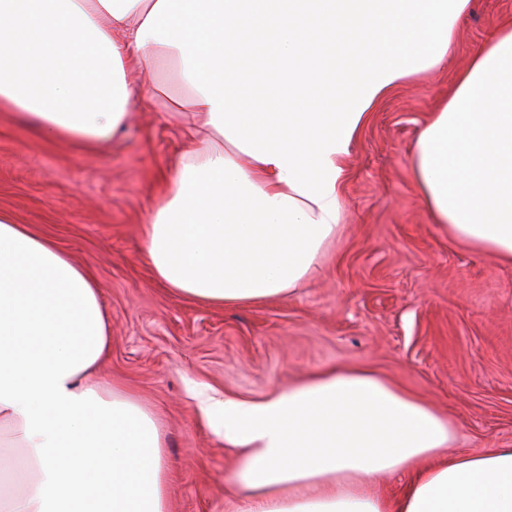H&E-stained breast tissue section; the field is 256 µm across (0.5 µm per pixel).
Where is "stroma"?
Here are the masks:
<instances>
[{"label":"stroma","mask_w":512,"mask_h":512,"mask_svg":"<svg viewBox=\"0 0 512 512\" xmlns=\"http://www.w3.org/2000/svg\"><path fill=\"white\" fill-rule=\"evenodd\" d=\"M510 18L512 0H472L443 69L377 103L342 162V228L322 273L285 299L214 306L156 279L143 225L185 148L186 114L141 103L111 141L83 151L0 105V212L97 282L111 336L98 377L159 415L170 512H225L236 451L200 401L260 399L334 365L372 369L433 404L456 430L452 450L512 448V265L431 224L410 164L440 99Z\"/></svg>","instance_id":"stroma-1"}]
</instances>
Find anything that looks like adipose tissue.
I'll return each mask as SVG.
<instances>
[{
    "mask_svg": "<svg viewBox=\"0 0 512 512\" xmlns=\"http://www.w3.org/2000/svg\"><path fill=\"white\" fill-rule=\"evenodd\" d=\"M470 0H0V103L91 150L123 128L131 67L176 70L189 145L143 228L158 280L214 305L288 295L341 220L342 161L371 108L441 68ZM431 223L512 263V22L419 133ZM100 290L56 244L0 212V512H168L157 414L95 369ZM202 414L238 462L233 512H512V448L449 453L447 417L379 375L332 367ZM411 479L388 499L380 479Z\"/></svg>",
    "mask_w": 512,
    "mask_h": 512,
    "instance_id": "adipose-tissue-1",
    "label": "adipose tissue"
}]
</instances>
